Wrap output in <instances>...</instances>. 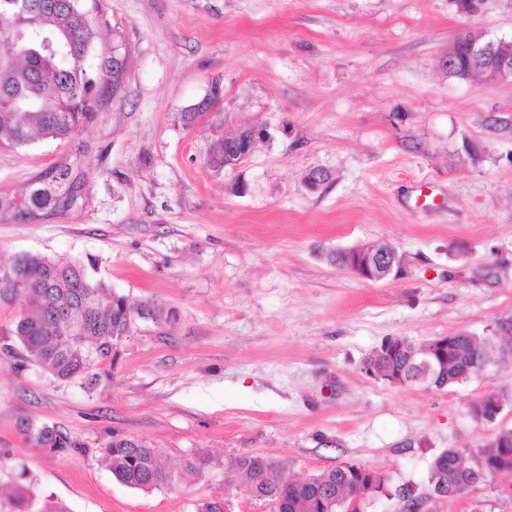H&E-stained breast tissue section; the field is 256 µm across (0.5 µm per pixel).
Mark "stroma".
I'll list each match as a JSON object with an SVG mask.
<instances>
[{
	"instance_id": "35a3bbf8",
	"label": "stroma",
	"mask_w": 512,
	"mask_h": 512,
	"mask_svg": "<svg viewBox=\"0 0 512 512\" xmlns=\"http://www.w3.org/2000/svg\"><path fill=\"white\" fill-rule=\"evenodd\" d=\"M122 37L121 92L72 141L0 149V190L82 150L86 202L46 224L0 223V270L25 254L77 259L137 321L94 385L17 366L0 347V491L25 472L69 512H271L232 468L244 452L300 479L348 462L427 491L432 460L512 428V361L442 389L368 375L389 338H487L512 315V84L460 82L440 61L472 28L512 35V0L462 15L451 0H104ZM222 86L194 126L181 112ZM266 127L242 167L211 141ZM330 179L308 190L303 177ZM246 193H237L236 181ZM384 241L397 278L361 280L325 252ZM505 395L495 422L470 406ZM81 442L54 455L22 421ZM163 452L177 482L141 492L101 456L112 436ZM211 458L202 474L183 462ZM425 512H512V474Z\"/></svg>"
}]
</instances>
